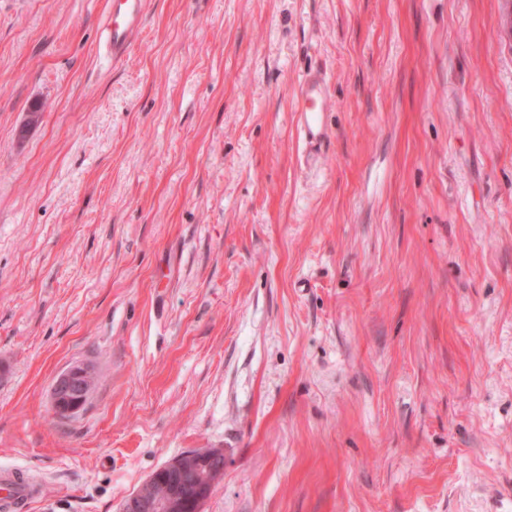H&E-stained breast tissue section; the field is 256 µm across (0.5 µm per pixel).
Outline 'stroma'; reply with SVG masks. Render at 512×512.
Listing matches in <instances>:
<instances>
[{"mask_svg": "<svg viewBox=\"0 0 512 512\" xmlns=\"http://www.w3.org/2000/svg\"><path fill=\"white\" fill-rule=\"evenodd\" d=\"M106 7L0 0L6 512L196 448L202 512H512V0H151L115 63ZM328 82L323 73H308L299 82L294 112H297L299 133L310 150L318 154L331 139L323 112L329 106ZM95 382V370L88 364H76L60 373L51 391V405L55 414L65 417L80 411L87 403ZM41 485L29 477L20 478L13 470H0V502L25 504L37 499Z\"/></svg>", "mask_w": 512, "mask_h": 512, "instance_id": "1", "label": "stroma"}]
</instances>
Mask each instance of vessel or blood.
<instances>
[{"label":"vessel or blood","mask_w":512,"mask_h":512,"mask_svg":"<svg viewBox=\"0 0 512 512\" xmlns=\"http://www.w3.org/2000/svg\"><path fill=\"white\" fill-rule=\"evenodd\" d=\"M109 8L101 21L100 50L118 60L133 47L145 20L147 0H108ZM328 82L323 73H308L299 82L295 110L299 132L306 145L321 150L331 139L323 121L329 105ZM40 484L18 477L13 470H0V502L23 504L37 499Z\"/></svg>","instance_id":"b4317fda"}]
</instances>
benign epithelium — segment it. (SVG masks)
Masks as SVG:
<instances>
[{"label":"benign epithelium","mask_w":512,"mask_h":512,"mask_svg":"<svg viewBox=\"0 0 512 512\" xmlns=\"http://www.w3.org/2000/svg\"><path fill=\"white\" fill-rule=\"evenodd\" d=\"M95 382V370L88 364H76L60 373L51 391L55 414L65 417L80 411ZM223 473L224 449H196L156 469L124 499L120 512H201L204 501ZM157 483L164 488L159 495L152 492Z\"/></svg>","instance_id":"1"}]
</instances>
